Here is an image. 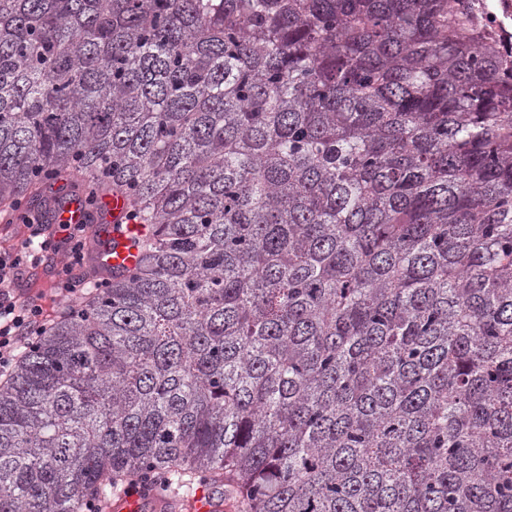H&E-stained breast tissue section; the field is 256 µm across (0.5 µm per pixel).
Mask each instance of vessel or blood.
Listing matches in <instances>:
<instances>
[{
  "mask_svg": "<svg viewBox=\"0 0 512 512\" xmlns=\"http://www.w3.org/2000/svg\"><path fill=\"white\" fill-rule=\"evenodd\" d=\"M128 210L123 197H112L107 206L108 223L94 228L95 263L103 271H120L133 267L137 261L138 250L133 240L139 236L141 227L129 220ZM54 221L85 224L89 217L77 199L65 198L56 206ZM107 509L108 512H223L224 499L220 494L202 488L186 496L175 492L165 496L120 493L108 500Z\"/></svg>",
  "mask_w": 512,
  "mask_h": 512,
  "instance_id": "vessel-or-blood-1",
  "label": "vessel or blood"
}]
</instances>
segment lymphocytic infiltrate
Here are the masks:
<instances>
[{"label":"lymphocytic infiltrate","instance_id":"lymphocytic-infiltrate-1","mask_svg":"<svg viewBox=\"0 0 512 512\" xmlns=\"http://www.w3.org/2000/svg\"><path fill=\"white\" fill-rule=\"evenodd\" d=\"M27 232L15 251L0 254V376L9 373L21 352L37 340L46 320L44 293L18 299L13 297L15 275L25 264H39L43 258L65 254L63 278L56 281L58 291L78 297L93 290L94 284L73 277L74 266L82 263L87 244V227L62 224L55 231L24 217Z\"/></svg>","mask_w":512,"mask_h":512}]
</instances>
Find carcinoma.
Wrapping results in <instances>:
<instances>
[{"mask_svg":"<svg viewBox=\"0 0 512 512\" xmlns=\"http://www.w3.org/2000/svg\"><path fill=\"white\" fill-rule=\"evenodd\" d=\"M137 265L0 383V512H512V75L450 0H0V208ZM128 204L121 196L112 195L107 206V217L112 224H98L94 227L96 242L95 264L106 272L132 268L138 257L133 240L140 235V224L128 219ZM109 512H239L238 503L230 496L224 498L213 490L197 488L187 496L175 491L165 496L156 493L125 495L120 492L107 500ZM102 511V512H108Z\"/></svg>","mask_w":512,"mask_h":512,"instance_id":"cac0c4a2","label":"carcinoma"}]
</instances>
